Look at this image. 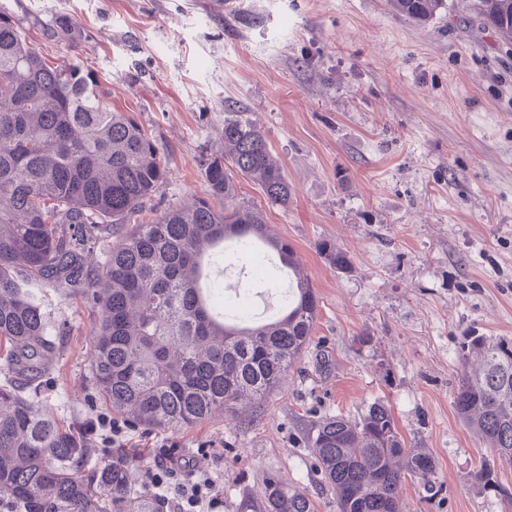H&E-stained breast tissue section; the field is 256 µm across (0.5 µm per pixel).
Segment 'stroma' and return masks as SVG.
<instances>
[{
  "instance_id": "stroma-1",
  "label": "stroma",
  "mask_w": 512,
  "mask_h": 512,
  "mask_svg": "<svg viewBox=\"0 0 512 512\" xmlns=\"http://www.w3.org/2000/svg\"><path fill=\"white\" fill-rule=\"evenodd\" d=\"M430 24L388 0H0L52 65L94 71L112 107L134 113L171 174L157 211L205 195L203 154L224 150V120L266 134L291 187L279 205L242 188L301 256L319 297L315 334L260 407L175 431L129 429L145 482L163 441L179 442L237 512L268 474L338 512L315 465V425L387 402L408 445L436 463L435 491L406 479L403 512H505L473 471L489 463L512 488V459L458 418L464 336L512 337V58L469 29L466 0ZM83 50L47 39L58 20ZM350 257L339 271L317 245ZM67 324L46 409L87 413L94 315L81 297L40 292Z\"/></svg>"
}]
</instances>
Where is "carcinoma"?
<instances>
[{
    "mask_svg": "<svg viewBox=\"0 0 512 512\" xmlns=\"http://www.w3.org/2000/svg\"><path fill=\"white\" fill-rule=\"evenodd\" d=\"M419 24L446 0H388ZM474 22L512 52V0H468ZM93 72L47 63L15 17L0 11V512H163V502L133 488V455L99 461L88 448L92 422L70 424L40 405L65 325L50 319L33 287L62 300L80 296L96 313L92 385L108 413L127 425L176 430L218 412L263 404L307 349L319 299L303 260L273 233L263 212L236 194V178L286 205L291 189L260 128L224 120L227 154H205V197L148 219L170 170L154 140L129 112L109 105ZM112 246L91 265L104 238ZM322 257L345 270L350 258L329 241ZM272 262V278L225 293L216 262ZM282 285L265 318L253 290ZM463 358L476 360L456 384L454 407L483 443L512 457V339L471 334ZM316 461L339 512H402L406 477L434 490L435 461L407 446L390 408L371 403L357 419L329 416L316 426ZM473 483L512 510L491 467ZM239 512H313L308 496L269 475L261 500Z\"/></svg>",
    "mask_w": 512,
    "mask_h": 512,
    "instance_id": "1",
    "label": "carcinoma"
}]
</instances>
